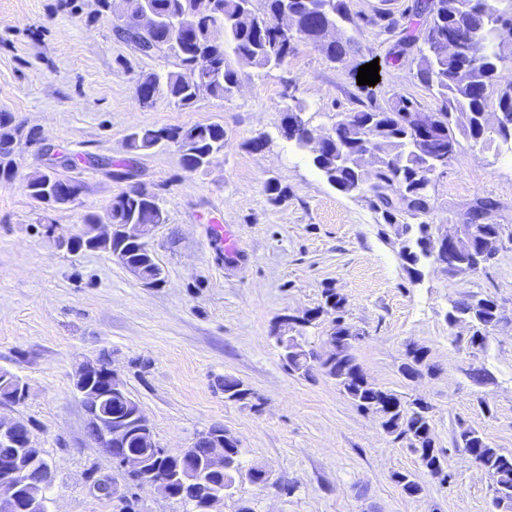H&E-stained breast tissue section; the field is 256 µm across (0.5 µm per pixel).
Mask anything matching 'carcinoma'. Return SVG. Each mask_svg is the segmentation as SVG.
I'll list each match as a JSON object with an SVG mask.
<instances>
[{"mask_svg":"<svg viewBox=\"0 0 512 512\" xmlns=\"http://www.w3.org/2000/svg\"><path fill=\"white\" fill-rule=\"evenodd\" d=\"M261 2L255 8L254 2ZM157 12L168 22L179 21L182 29L174 34L164 25L148 33H139L137 40L155 51L163 48L177 60L178 72L165 76L146 75L137 87L138 99L146 103L151 96L143 92L150 87L154 93L165 91L173 103L187 108L194 104L195 86L190 79L199 66L210 76V92L218 98L231 96L239 83L243 67L271 68L284 63L294 51V43L287 42L272 26L284 5L294 7L296 39L317 48L327 61L334 64L355 50L356 40L347 36L342 41H326L323 31L333 27L340 31L343 25L354 23L347 0H152ZM141 7L139 0H123V14L114 25L116 35L129 42L128 17ZM411 12L423 19L418 27H407L389 52L392 63L404 52L418 47L415 78L440 101L432 113L433 129L422 141L414 127L415 118L422 109L411 98L395 95L385 107L342 112L336 115L328 140L320 152L313 155V165L327 182L337 190L351 194L361 192L364 171L358 155L370 147L375 152L374 163L379 170V181L372 186V206L382 210L387 224H396L403 216L418 218L430 210L426 182L443 168L439 159L447 162L461 153V139L475 143L499 142L512 144V84L497 86L498 64L503 60L504 48H512V0H416ZM464 29L470 33L461 46L459 55L471 59V65L459 69L457 58H448L443 52L448 34ZM497 90L498 122L492 129L485 124L490 91ZM303 106L289 111L284 117L286 138L299 146H306L298 134L304 123ZM178 145L181 165L188 172L206 168L207 158L224 149V125L218 122L196 123L188 127L170 129L143 128L128 136V148L133 152L156 147L160 134ZM11 121L0 114V177L10 179L14 169L6 158L12 153ZM49 184L57 195L78 196L82 184L70 177H53L36 173L26 184L29 196L40 200V189ZM387 185L397 187L392 198L383 192ZM114 224H164L166 215L155 194L139 187L123 191L112 199L106 210ZM416 250L406 255L414 264L419 256L429 257L427 225H418ZM346 298L328 288L324 291L323 306L308 313L315 319L327 309L337 313L335 349L324 360L321 371L336 381L340 390L362 411L375 410L381 417L382 428L399 438L406 436L419 461H444L435 447L432 418L429 407H407L401 397L391 391L370 384L361 372L352 354L353 343L349 326L343 321ZM498 306L490 298L467 295L452 304L448 321L468 319L476 326L470 345L482 347L487 341L488 325L498 319ZM282 359L288 367L302 375L309 374L303 351L295 344L281 345ZM456 446L474 454L480 466L493 479L494 493L512 500V453L504 454L488 444L482 434L472 428L462 430ZM239 444L224 439V473L209 477V482L225 488L241 477L250 483H262V467L242 470ZM176 467L170 456L147 457V471L165 476ZM174 500L189 503L193 512H202L203 489L185 479L172 486Z\"/></svg>","mask_w":512,"mask_h":512,"instance_id":"carcinoma-1","label":"carcinoma"}]
</instances>
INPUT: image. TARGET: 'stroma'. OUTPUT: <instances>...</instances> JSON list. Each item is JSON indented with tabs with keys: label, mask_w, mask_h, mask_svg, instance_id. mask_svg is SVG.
Listing matches in <instances>:
<instances>
[{
	"label": "stroma",
	"mask_w": 512,
	"mask_h": 512,
	"mask_svg": "<svg viewBox=\"0 0 512 512\" xmlns=\"http://www.w3.org/2000/svg\"><path fill=\"white\" fill-rule=\"evenodd\" d=\"M413 0H348L359 52L333 65L311 44L272 69L243 68L228 99L200 91L188 108L165 94L140 102L149 73L176 70L166 52L144 56L116 37L122 9L98 0H0V112L37 132V146L19 145L17 169L0 180V369L21 378L26 400L0 405V415L26 422L51 468L47 512H123L100 494L97 480L121 481L111 459L87 435V416L72 383L76 361L106 357L148 417L169 453L190 446L213 426L236 437L243 466H263L265 485L236 482L223 512L247 502L253 512H500L492 481L456 438L480 431L512 453V151L465 142L458 159L430 187V224L461 221L477 200H493L499 251L478 270L451 275L428 260L409 271L405 239L363 195L331 186L310 149L281 132L295 106L305 108L312 137L337 113L385 106L395 94L424 111L438 103L415 78V63L383 58L397 36L380 32L377 15L406 22ZM382 62L380 82H357L355 65ZM218 121L224 149L201 171L182 168L175 144L130 152L132 131ZM262 139V150L251 143ZM83 185L70 205L31 199L28 176L50 170L55 155ZM93 155L132 165L135 184L157 194L167 221L149 241L165 277L145 285L111 254L70 253L57 245L79 234L84 218L104 213L126 183ZM287 187L274 202L267 180ZM232 233L234 250L220 257L213 223ZM336 289L345 321L361 338L352 353L367 380L404 401L430 405L435 444L448 480L419 465L407 441L384 432L320 370L288 369L274 338L281 316L300 315ZM466 295L497 303L506 322L484 347L470 346L469 322L449 323L452 300ZM422 347L427 368L402 375L409 346ZM488 372L476 382L473 369ZM233 376L252 389L244 402L224 397ZM397 472L411 473L418 496L404 494Z\"/></svg>",
	"instance_id": "35a3bbf8"
}]
</instances>
